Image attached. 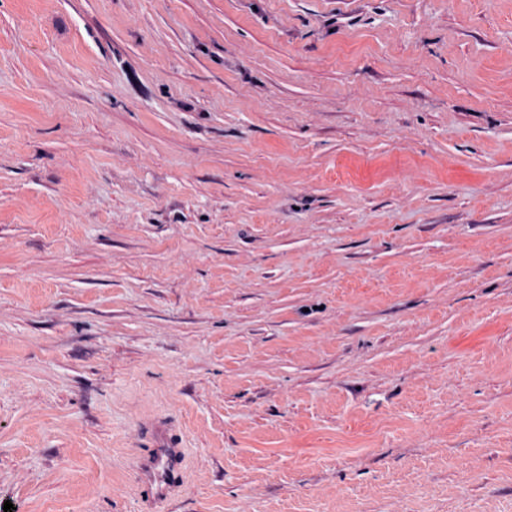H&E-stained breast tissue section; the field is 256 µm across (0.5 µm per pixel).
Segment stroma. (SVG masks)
<instances>
[{
	"label": "stroma",
	"instance_id": "1",
	"mask_svg": "<svg viewBox=\"0 0 512 512\" xmlns=\"http://www.w3.org/2000/svg\"><path fill=\"white\" fill-rule=\"evenodd\" d=\"M512 512V0H0V504ZM181 448H155L154 453L141 461V483L148 487L154 498H167L171 487L180 479Z\"/></svg>",
	"mask_w": 512,
	"mask_h": 512
}]
</instances>
